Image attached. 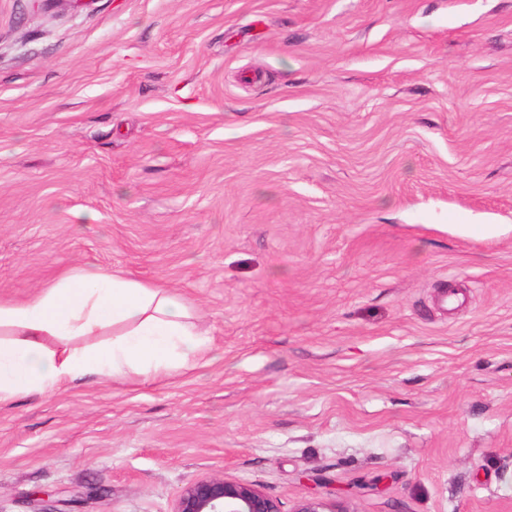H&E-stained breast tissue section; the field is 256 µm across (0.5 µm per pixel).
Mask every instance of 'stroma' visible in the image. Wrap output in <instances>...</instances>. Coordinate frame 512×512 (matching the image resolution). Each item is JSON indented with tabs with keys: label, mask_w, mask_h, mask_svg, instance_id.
<instances>
[{
	"label": "stroma",
	"mask_w": 512,
	"mask_h": 512,
	"mask_svg": "<svg viewBox=\"0 0 512 512\" xmlns=\"http://www.w3.org/2000/svg\"><path fill=\"white\" fill-rule=\"evenodd\" d=\"M88 266L210 351L0 409V512H512V0H0V299ZM175 512H282L280 503L253 484L204 478L179 493ZM292 512H349L336 500L314 495L298 501Z\"/></svg>",
	"instance_id": "obj_1"
}]
</instances>
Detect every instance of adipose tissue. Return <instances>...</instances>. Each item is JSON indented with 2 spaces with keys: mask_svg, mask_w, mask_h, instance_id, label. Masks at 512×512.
<instances>
[{
  "mask_svg": "<svg viewBox=\"0 0 512 512\" xmlns=\"http://www.w3.org/2000/svg\"><path fill=\"white\" fill-rule=\"evenodd\" d=\"M107 327L111 339L97 341ZM48 336L55 346L45 345ZM207 349L190 313L165 286L96 268L66 271L27 299L0 300V408L88 375L165 377Z\"/></svg>",
  "mask_w": 512,
  "mask_h": 512,
  "instance_id": "ef3b65f1",
  "label": "adipose tissue"
}]
</instances>
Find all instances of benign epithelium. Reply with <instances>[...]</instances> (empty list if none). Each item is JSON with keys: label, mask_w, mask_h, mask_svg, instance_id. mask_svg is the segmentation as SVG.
I'll use <instances>...</instances> for the list:
<instances>
[{"label": "benign epithelium", "mask_w": 512, "mask_h": 512, "mask_svg": "<svg viewBox=\"0 0 512 512\" xmlns=\"http://www.w3.org/2000/svg\"><path fill=\"white\" fill-rule=\"evenodd\" d=\"M175 512H282L280 503L253 484L204 478L179 493ZM292 512H348L340 503L314 495L298 501Z\"/></svg>", "instance_id": "1"}]
</instances>
